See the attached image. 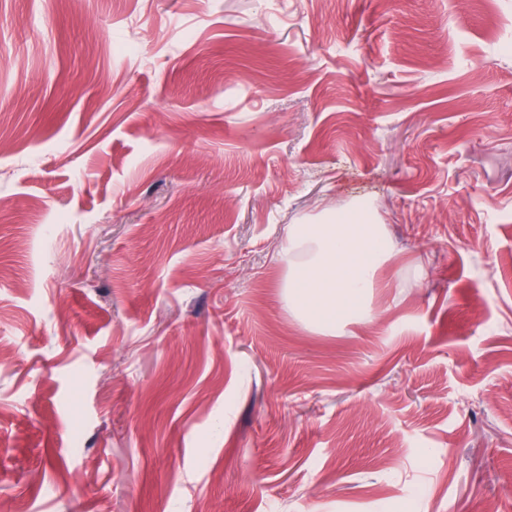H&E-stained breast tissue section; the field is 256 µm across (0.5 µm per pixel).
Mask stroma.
Here are the masks:
<instances>
[{"label": "stroma", "instance_id": "obj_1", "mask_svg": "<svg viewBox=\"0 0 512 512\" xmlns=\"http://www.w3.org/2000/svg\"><path fill=\"white\" fill-rule=\"evenodd\" d=\"M0 512H512V0H0ZM319 223L290 225L280 258L288 269V301L308 322L335 331L338 320L362 318L392 249L384 225L360 206L328 213Z\"/></svg>", "mask_w": 512, "mask_h": 512}]
</instances>
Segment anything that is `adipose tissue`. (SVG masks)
<instances>
[{"instance_id": "obj_1", "label": "adipose tissue", "mask_w": 512, "mask_h": 512, "mask_svg": "<svg viewBox=\"0 0 512 512\" xmlns=\"http://www.w3.org/2000/svg\"><path fill=\"white\" fill-rule=\"evenodd\" d=\"M392 249L384 227L355 206L317 224L290 225L280 258L288 269V300L308 322L328 331L362 317Z\"/></svg>"}]
</instances>
